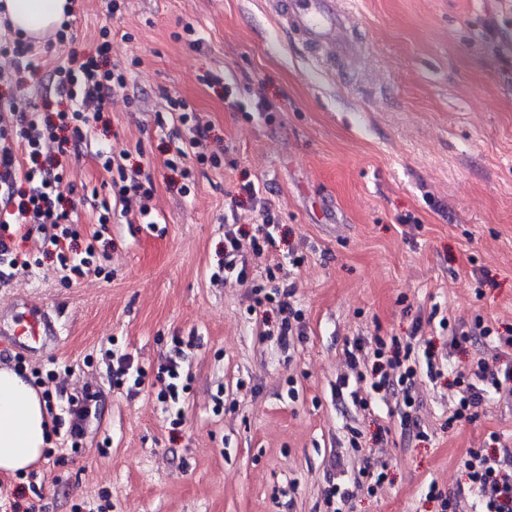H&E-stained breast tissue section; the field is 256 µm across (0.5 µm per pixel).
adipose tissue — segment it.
I'll return each mask as SVG.
<instances>
[{"instance_id": "adipose-tissue-1", "label": "adipose tissue", "mask_w": 512, "mask_h": 512, "mask_svg": "<svg viewBox=\"0 0 512 512\" xmlns=\"http://www.w3.org/2000/svg\"><path fill=\"white\" fill-rule=\"evenodd\" d=\"M71 8L69 0H0L12 31L41 41ZM47 400L20 371L0 365V472L15 474L38 463L50 445Z\"/></svg>"}]
</instances>
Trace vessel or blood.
I'll list each match as a JSON object with an SVG mask.
<instances>
[{
    "mask_svg": "<svg viewBox=\"0 0 512 512\" xmlns=\"http://www.w3.org/2000/svg\"><path fill=\"white\" fill-rule=\"evenodd\" d=\"M284 34L304 42L309 48H329L346 54L351 50L345 35L343 15L334 0H273ZM54 328L44 311L29 310L17 323L14 333L35 343L43 342Z\"/></svg>",
    "mask_w": 512,
    "mask_h": 512,
    "instance_id": "b4317fda",
    "label": "vessel or blood"
}]
</instances>
